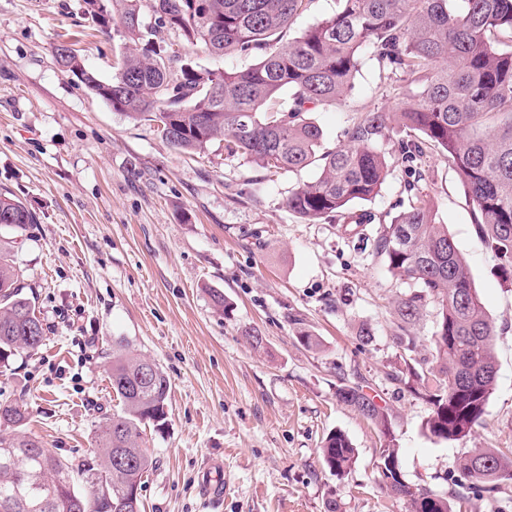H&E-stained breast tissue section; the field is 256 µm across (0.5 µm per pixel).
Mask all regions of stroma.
Wrapping results in <instances>:
<instances>
[{
	"instance_id": "35a3bbf8",
	"label": "stroma",
	"mask_w": 512,
	"mask_h": 512,
	"mask_svg": "<svg viewBox=\"0 0 512 512\" xmlns=\"http://www.w3.org/2000/svg\"><path fill=\"white\" fill-rule=\"evenodd\" d=\"M84 12V0H0V192L36 215L19 231L0 226V240L49 328L37 353L13 356L0 374V401L23 403L26 431L55 455L84 453L99 418L120 410L109 347L122 336L171 382L165 427L142 431L157 460L144 512H407L381 488L374 425L336 399L337 385H358L389 412L407 482L447 497L452 512H512V485L476 492L457 468L472 449L512 448V279L480 242L446 156L429 153L417 178L397 166L388 138L379 148L392 171L380 194L307 223L286 199L315 169L266 177L218 141L179 152L153 123L113 111L62 72L54 48L63 42L101 79L121 62L120 21L102 33ZM403 86L364 58L352 95L313 114L324 147L344 143L358 113L400 109ZM412 183L447 224L496 327L486 415L456 440L425 432L428 405L386 379L395 302L411 288L371 239ZM214 289L227 309L215 307ZM364 325L375 335L366 347ZM303 330L319 347L300 341ZM335 431L357 450L343 476L320 454ZM215 461L224 465L218 503L202 487Z\"/></svg>"
}]
</instances>
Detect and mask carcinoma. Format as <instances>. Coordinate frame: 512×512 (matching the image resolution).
<instances>
[{
  "instance_id": "obj_1",
  "label": "carcinoma",
  "mask_w": 512,
  "mask_h": 512,
  "mask_svg": "<svg viewBox=\"0 0 512 512\" xmlns=\"http://www.w3.org/2000/svg\"><path fill=\"white\" fill-rule=\"evenodd\" d=\"M142 2L85 0L88 19L103 32L113 13L120 16L128 52L112 80L87 70L68 46L58 64L81 75L114 111L154 122L178 151L201 153L219 140L227 155L271 176L316 166L317 176L286 200L289 211L310 223L329 222L352 203L378 196L390 172L378 144L404 132L397 139L401 165L419 175L429 151L447 156L471 200L478 237L512 277V0H338L336 13L286 45L283 30L313 0H151L152 23ZM169 31L210 54L255 62L242 70L197 68L163 37ZM366 56L406 83L407 102L398 112L360 113L347 143L323 151V131L310 114L351 94ZM35 222L22 201L0 193V225L22 230ZM374 254L415 286L398 305V356L388 379L429 405L424 428L430 435L463 437L482 422L497 374L495 325L466 259L413 185L406 208L379 225ZM24 288L0 252V368L46 340L35 298ZM429 304L436 320L430 350L422 354L415 326ZM109 381L122 408L98 422L94 455L52 454L23 430V406L0 402V512H30L16 487L31 472L40 479L35 512H141L142 478L156 460L141 448L140 428L165 425L170 381L156 363L132 355L122 336L112 338ZM336 398L379 431L388 494L409 512H451L447 498L401 480L389 467L399 462L400 448L384 407L358 385L338 386ZM321 453L336 474L355 462V448L340 431L327 436ZM458 469L473 488L492 491L512 482V454L476 448Z\"/></svg>"
}]
</instances>
